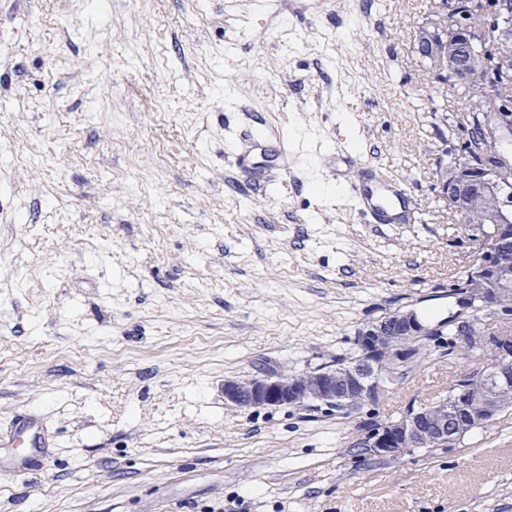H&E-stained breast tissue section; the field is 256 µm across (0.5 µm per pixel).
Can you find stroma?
<instances>
[{
	"label": "stroma",
	"mask_w": 512,
	"mask_h": 512,
	"mask_svg": "<svg viewBox=\"0 0 512 512\" xmlns=\"http://www.w3.org/2000/svg\"><path fill=\"white\" fill-rule=\"evenodd\" d=\"M432 2L0 0V428L36 410L53 439L0 512H512V410L429 453L361 446L477 368L463 348L352 409L224 401L453 312L472 243L437 160L465 136L413 50ZM245 130L288 149L261 190L231 165ZM373 165L417 223L360 222Z\"/></svg>",
	"instance_id": "35a3bbf8"
}]
</instances>
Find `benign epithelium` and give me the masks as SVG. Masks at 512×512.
I'll list each match as a JSON object with an SVG mask.
<instances>
[{"label":"benign epithelium","instance_id":"7a95c632","mask_svg":"<svg viewBox=\"0 0 512 512\" xmlns=\"http://www.w3.org/2000/svg\"><path fill=\"white\" fill-rule=\"evenodd\" d=\"M511 11L508 0H437L415 32L414 50L438 74L446 73L450 64L461 70L488 36L512 39V25L500 21L504 13ZM475 16H488L490 21L477 26L473 24ZM483 111L494 113L495 122L488 130L494 146L511 145L512 99L489 95L483 99ZM438 189L454 210L466 217L469 240L485 243L481 252L469 255L464 267L467 278L489 282L497 295L511 294L512 274L502 268L496 255L503 235L512 227V172L495 167L480 169L464 154L454 167L444 169ZM452 296L458 310L450 315V323L455 325L458 339L467 344L472 337L463 315L478 308L486 298L474 295L464 282L455 287ZM425 332L413 310L382 317L358 331L362 355L353 365L292 376L263 375L246 382L228 380L224 382V398L235 407L249 408L304 401L340 407L361 404L384 391L390 368L405 361L411 353L410 343ZM494 350L500 363L487 371L488 393L481 406L489 420L499 410L497 394L512 388V339L498 338ZM471 413L472 406L462 391L452 404L442 399L372 429L365 446L372 455L383 458H398L420 447L445 448L453 442L449 426Z\"/></svg>","mask_w":512,"mask_h":512}]
</instances>
